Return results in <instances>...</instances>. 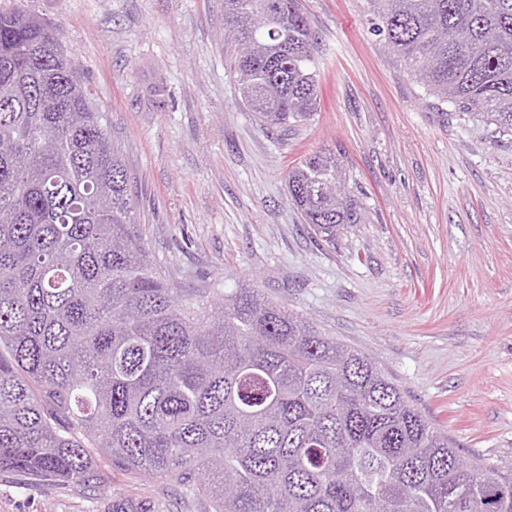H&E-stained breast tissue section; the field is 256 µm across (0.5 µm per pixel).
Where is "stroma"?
Wrapping results in <instances>:
<instances>
[{
    "instance_id": "stroma-1",
    "label": "stroma",
    "mask_w": 512,
    "mask_h": 512,
    "mask_svg": "<svg viewBox=\"0 0 512 512\" xmlns=\"http://www.w3.org/2000/svg\"><path fill=\"white\" fill-rule=\"evenodd\" d=\"M53 24L121 145L149 257L190 297L248 285L374 358L461 455L512 467V137L440 118L362 0H302L322 108L264 130L224 66V0H0ZM344 156L365 221L327 247L292 160ZM95 484L0 472V512H211L99 463Z\"/></svg>"
}]
</instances>
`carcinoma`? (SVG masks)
Returning a JSON list of instances; mask_svg holds the SVG:
<instances>
[{
	"mask_svg": "<svg viewBox=\"0 0 512 512\" xmlns=\"http://www.w3.org/2000/svg\"><path fill=\"white\" fill-rule=\"evenodd\" d=\"M450 112L512 135V0H365ZM300 0H224V59L260 126L321 109ZM342 156L288 168L328 246L360 205ZM213 512H512V470L464 459L373 361L240 287L187 299L153 266L126 164L57 30L0 9V471L89 482L99 459Z\"/></svg>",
	"mask_w": 512,
	"mask_h": 512,
	"instance_id": "obj_1",
	"label": "carcinoma"
}]
</instances>
